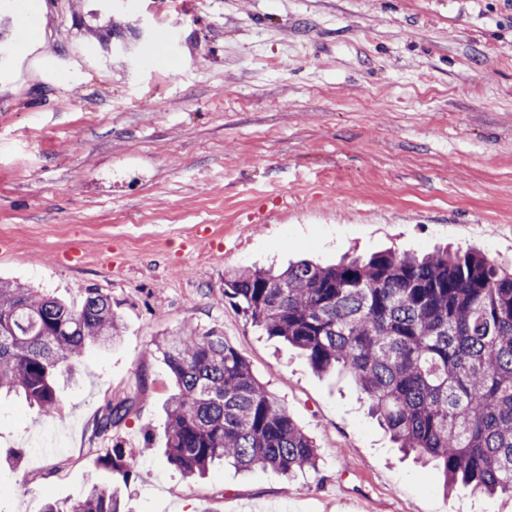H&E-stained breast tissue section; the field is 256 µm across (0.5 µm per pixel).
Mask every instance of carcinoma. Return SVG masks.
<instances>
[{"label": "carcinoma", "mask_w": 512, "mask_h": 512, "mask_svg": "<svg viewBox=\"0 0 512 512\" xmlns=\"http://www.w3.org/2000/svg\"><path fill=\"white\" fill-rule=\"evenodd\" d=\"M224 297L315 372L346 373L397 447L437 462L447 487L512 496V269L473 251H385L329 266L228 268ZM123 332L96 288L75 306L0 281V396L51 412L86 351L112 347ZM153 346L174 382L164 426L171 465L202 477L222 460L286 480L318 470L314 439L222 332L188 323ZM131 409L128 400L107 404L92 436H107ZM97 468L127 474L131 463L113 448ZM43 512L122 510L93 481Z\"/></svg>", "instance_id": "obj_1"}]
</instances>
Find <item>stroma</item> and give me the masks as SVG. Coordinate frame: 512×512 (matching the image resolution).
I'll return each mask as SVG.
<instances>
[{
  "label": "stroma",
  "mask_w": 512,
  "mask_h": 512,
  "mask_svg": "<svg viewBox=\"0 0 512 512\" xmlns=\"http://www.w3.org/2000/svg\"><path fill=\"white\" fill-rule=\"evenodd\" d=\"M0 0V279L125 330L89 350L58 407L0 402V512H43L90 480L125 512H512L447 497L393 448L356 385L318 374L224 300L225 267L470 249L512 266V0ZM121 23L125 39L92 31ZM44 38L36 73L10 65ZM279 221L256 223L264 211ZM218 328L314 438L286 481L164 454L167 367L153 339ZM129 399L126 420L91 435ZM130 476L95 471L113 447ZM130 402L132 403V401L123 400L116 404L108 403L102 414L96 418L92 437H105L113 427H117L130 413L132 409Z\"/></svg>",
  "instance_id": "1"
}]
</instances>
